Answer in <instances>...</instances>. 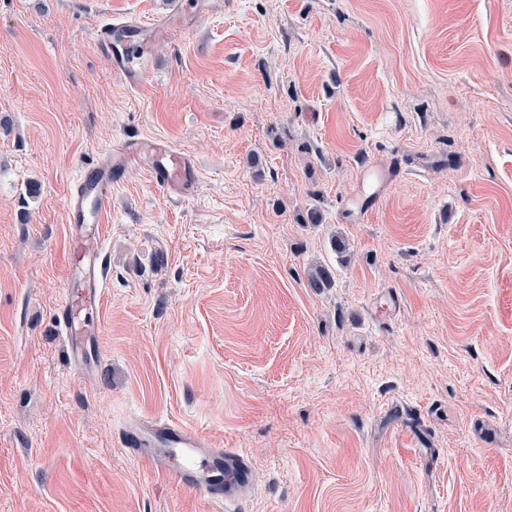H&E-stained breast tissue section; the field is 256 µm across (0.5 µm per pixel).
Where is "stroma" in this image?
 <instances>
[{"instance_id": "1", "label": "stroma", "mask_w": 512, "mask_h": 512, "mask_svg": "<svg viewBox=\"0 0 512 512\" xmlns=\"http://www.w3.org/2000/svg\"><path fill=\"white\" fill-rule=\"evenodd\" d=\"M176 4L0 0V512H226L150 415L248 457L236 512H512V0H200L130 89L96 31ZM131 136L199 180L113 189L77 375L65 201ZM122 445L151 472L213 502L238 500L252 484L253 469L241 451L209 448L201 435L161 417H147L124 436ZM173 460L179 464L173 466Z\"/></svg>"}]
</instances>
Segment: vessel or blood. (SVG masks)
Instances as JSON below:
<instances>
[{"label": "vessel or blood", "instance_id": "vessel-or-blood-1", "mask_svg": "<svg viewBox=\"0 0 512 512\" xmlns=\"http://www.w3.org/2000/svg\"><path fill=\"white\" fill-rule=\"evenodd\" d=\"M175 26L172 18L149 25L136 19L110 20L99 28L96 43L111 59L114 73L137 89L148 77L153 39L167 37ZM145 158L153 183L166 195L183 199L192 194L198 169L189 155L161 140L129 138L105 150L97 164L76 175L65 203L69 271L82 291L62 299L55 322L69 363L78 373L90 369L88 355L103 322L104 259L99 242L112 211V189ZM122 445L151 472L213 502L238 500L252 483L253 469L241 451L209 447L201 435L161 417L146 418L139 429L124 436Z\"/></svg>", "mask_w": 512, "mask_h": 512}]
</instances>
